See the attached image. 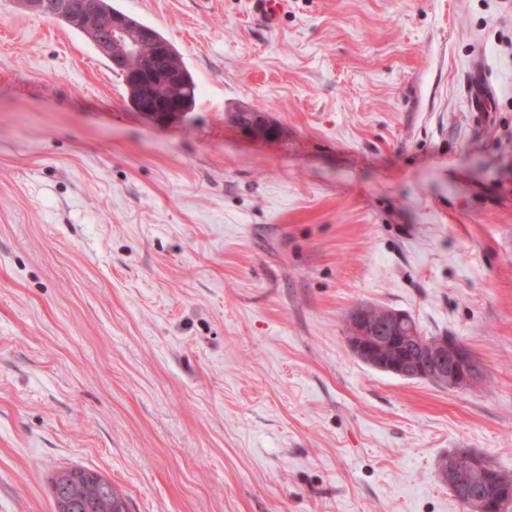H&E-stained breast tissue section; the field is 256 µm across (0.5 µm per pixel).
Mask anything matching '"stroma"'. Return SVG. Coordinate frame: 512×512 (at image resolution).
Segmentation results:
<instances>
[{
	"label": "stroma",
	"instance_id": "35a3bbf8",
	"mask_svg": "<svg viewBox=\"0 0 512 512\" xmlns=\"http://www.w3.org/2000/svg\"><path fill=\"white\" fill-rule=\"evenodd\" d=\"M112 4L182 54L184 121L0 11V512L71 466L131 512H464L444 455L512 472V0ZM361 305L484 381L366 365Z\"/></svg>",
	"mask_w": 512,
	"mask_h": 512
}]
</instances>
